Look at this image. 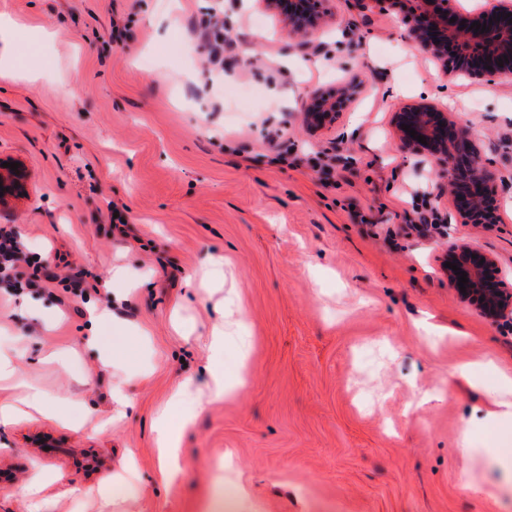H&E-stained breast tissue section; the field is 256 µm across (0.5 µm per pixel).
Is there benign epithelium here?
<instances>
[{"mask_svg": "<svg viewBox=\"0 0 512 512\" xmlns=\"http://www.w3.org/2000/svg\"><path fill=\"white\" fill-rule=\"evenodd\" d=\"M330 0H301L296 12L288 14L291 30L305 35L317 31L320 20L329 13ZM410 36L424 55L443 63L448 73L470 81L512 79V0H485L470 19L459 10L456 0H409ZM486 25L474 32L472 22ZM455 53H448V48ZM507 58L503 66L500 59ZM355 93V86L315 94L306 109L307 121L317 127L333 122ZM392 125L402 149L422 157L437 167L448 183L453 211L464 224H497L500 198L493 163L483 157L473 133L435 104L412 101L393 115ZM425 137L420 143L404 126ZM25 174L3 166L0 160V201L22 193ZM444 261L467 274L465 291L458 276L446 267L448 284L458 297L475 305L490 321L512 316V271L503 269L497 259L471 244L448 239Z\"/></svg>", "mask_w": 512, "mask_h": 512, "instance_id": "1", "label": "benign epithelium"}]
</instances>
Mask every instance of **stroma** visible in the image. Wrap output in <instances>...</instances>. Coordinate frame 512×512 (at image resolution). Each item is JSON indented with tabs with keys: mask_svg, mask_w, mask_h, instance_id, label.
Returning <instances> with one entry per match:
<instances>
[{
	"mask_svg": "<svg viewBox=\"0 0 512 512\" xmlns=\"http://www.w3.org/2000/svg\"><path fill=\"white\" fill-rule=\"evenodd\" d=\"M210 6L0 0V70L20 73L0 81V158L29 173L0 225L57 273L123 296L100 323L102 295L0 288V349L17 366L0 406H21L26 384L78 402L65 420L21 407L0 424L12 476L0 512H201L228 454L246 512H512V456L490 455L512 449V422L491 417L512 322L461 301L441 268L453 237L512 269V81L448 75L410 39L407 0L381 13L331 0L309 52L264 0H224L237 47L212 71L195 34ZM116 24L124 42L110 40ZM348 84L336 122L308 127V99ZM414 100L479 139L500 178L499 223L414 227L449 210L445 181L417 172L392 128ZM112 204L125 234L105 219ZM118 267L128 279H113ZM217 327L225 382L247 373L228 396L208 370ZM179 390L203 407L167 486L154 423ZM39 432L68 454L33 448ZM87 450L102 460L92 472Z\"/></svg>",
	"mask_w": 512,
	"mask_h": 512,
	"instance_id": "35a3bbf8",
	"label": "stroma"
}]
</instances>
